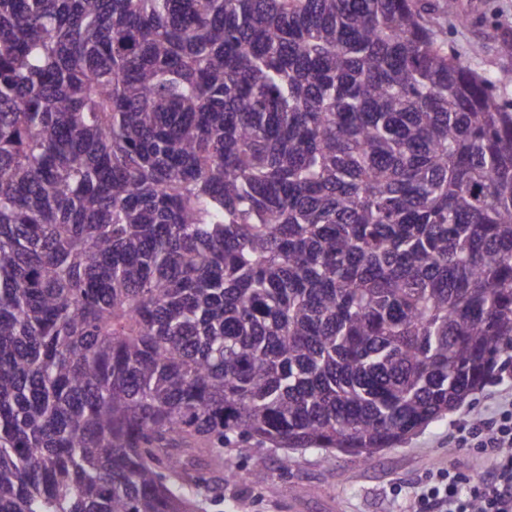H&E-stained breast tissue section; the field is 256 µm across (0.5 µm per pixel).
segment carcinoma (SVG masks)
<instances>
[{"instance_id": "cac0c4a2", "label": "carcinoma", "mask_w": 512, "mask_h": 512, "mask_svg": "<svg viewBox=\"0 0 512 512\" xmlns=\"http://www.w3.org/2000/svg\"><path fill=\"white\" fill-rule=\"evenodd\" d=\"M454 8L0 0V512H205L230 448L367 459L493 380L512 103Z\"/></svg>"}]
</instances>
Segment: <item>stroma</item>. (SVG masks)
<instances>
[{"label":"stroma","instance_id":"obj_1","mask_svg":"<svg viewBox=\"0 0 512 512\" xmlns=\"http://www.w3.org/2000/svg\"><path fill=\"white\" fill-rule=\"evenodd\" d=\"M430 25L448 43L449 53L475 72L501 76L499 95L512 101V56L502 53L512 39V0H456L454 12L435 13ZM512 397V378L498 372L492 383L474 391L443 420L430 423L402 444L364 459L340 451L296 454L283 466V451L245 448L237 454L238 476L205 471L206 480H223V501L208 512H407L414 488L438 467L454 465L463 488L485 476L479 448H458L454 441L465 413L485 416L500 399ZM264 467L267 483L252 485L249 472Z\"/></svg>","mask_w":512,"mask_h":512}]
</instances>
